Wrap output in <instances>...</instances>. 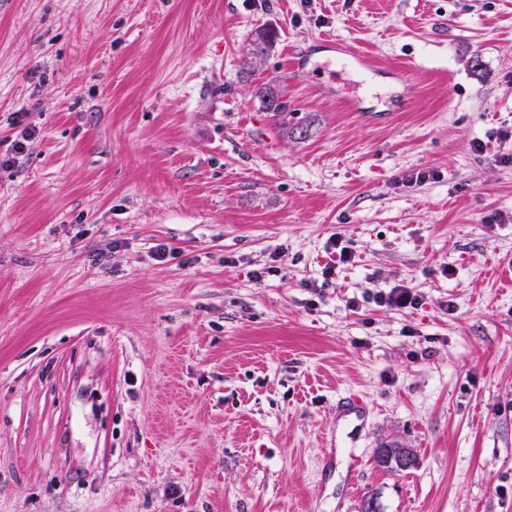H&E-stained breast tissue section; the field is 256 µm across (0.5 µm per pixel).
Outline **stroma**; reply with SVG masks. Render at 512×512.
Returning <instances> with one entry per match:
<instances>
[{"mask_svg":"<svg viewBox=\"0 0 512 512\" xmlns=\"http://www.w3.org/2000/svg\"><path fill=\"white\" fill-rule=\"evenodd\" d=\"M510 155L512 0H0V512H512ZM421 301V296L405 285L391 288L387 293L379 292L374 297L376 304L393 309L416 308Z\"/></svg>","mask_w":512,"mask_h":512,"instance_id":"35a3bbf8","label":"stroma"}]
</instances>
